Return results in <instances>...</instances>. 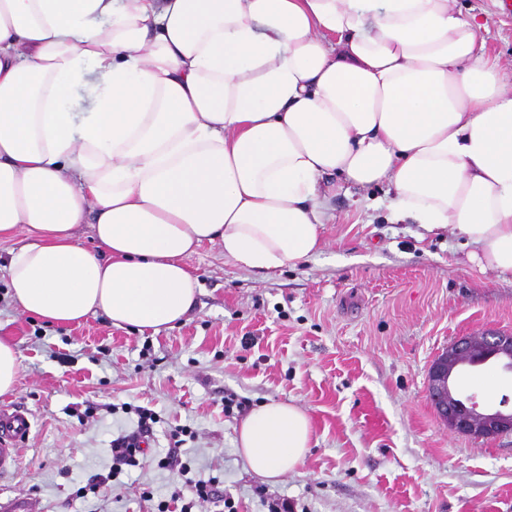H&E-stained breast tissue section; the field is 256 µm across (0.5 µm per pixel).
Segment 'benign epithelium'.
<instances>
[{
    "label": "benign epithelium",
    "mask_w": 512,
    "mask_h": 512,
    "mask_svg": "<svg viewBox=\"0 0 512 512\" xmlns=\"http://www.w3.org/2000/svg\"><path fill=\"white\" fill-rule=\"evenodd\" d=\"M487 351L512 362V333L485 331L452 342L433 361L428 373V392L438 416L450 429L474 440L512 433V412L481 410L473 398L462 400L450 387L453 372L466 358Z\"/></svg>",
    "instance_id": "7a95c632"
}]
</instances>
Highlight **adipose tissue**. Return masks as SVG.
Segmentation results:
<instances>
[{
	"label": "adipose tissue",
	"instance_id": "adipose-tissue-1",
	"mask_svg": "<svg viewBox=\"0 0 512 512\" xmlns=\"http://www.w3.org/2000/svg\"><path fill=\"white\" fill-rule=\"evenodd\" d=\"M332 178L386 185L395 218L512 275V91L451 0H0V272L21 313L172 327L202 245L265 272L318 253ZM312 437L289 402L237 428L271 481Z\"/></svg>",
	"mask_w": 512,
	"mask_h": 512
}]
</instances>
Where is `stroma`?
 Listing matches in <instances>:
<instances>
[{"instance_id":"1","label":"stroma","mask_w":512,"mask_h":512,"mask_svg":"<svg viewBox=\"0 0 512 512\" xmlns=\"http://www.w3.org/2000/svg\"><path fill=\"white\" fill-rule=\"evenodd\" d=\"M479 26L512 89V11L490 0H456ZM321 250L273 272L250 271L207 244L184 263L197 276L187 319L153 333L99 315L49 326L9 303L0 276V336L14 342L19 374L0 405L27 411L32 429L0 498H31L36 512H157L188 480H216L208 512H267L264 496L295 512H512V434L475 440L448 428L428 395V370L454 339L512 332V278L467 260L464 238L394 219L383 187L341 183ZM495 393H487L486 382ZM483 408L512 398L499 363L455 378ZM246 408L289 401L314 436L296 472L268 483L235 446ZM92 402L79 418L75 404ZM157 422L147 455L111 475L112 441ZM193 431L184 439V431ZM179 448L188 472L165 463ZM96 475L106 489L89 491Z\"/></svg>"}]
</instances>
